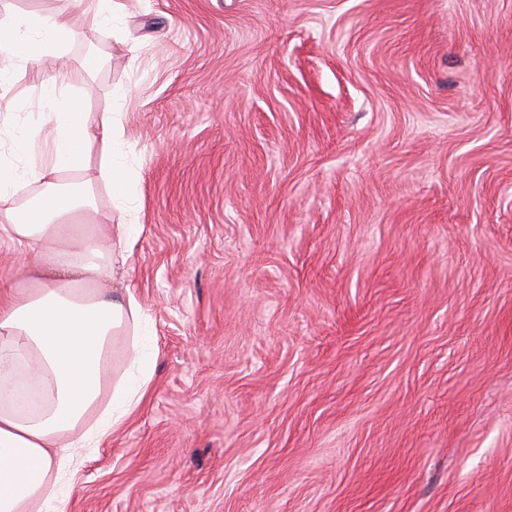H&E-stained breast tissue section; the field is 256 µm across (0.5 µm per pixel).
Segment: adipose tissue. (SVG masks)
I'll return each instance as SVG.
<instances>
[{"label": "adipose tissue", "instance_id": "ef3b65f1", "mask_svg": "<svg viewBox=\"0 0 512 512\" xmlns=\"http://www.w3.org/2000/svg\"><path fill=\"white\" fill-rule=\"evenodd\" d=\"M34 31L64 44L94 28L79 10L0 19V76L34 53ZM52 133L50 165L0 166V229L32 257L19 281L0 290V512H67L71 490L62 480L78 471L81 449L99 447L118 429L151 381L137 339L136 375L115 384L107 378L117 337L144 313L131 288L104 287L116 258L97 225L66 221L93 209L92 192L68 196L57 181L99 143L102 177L124 189L127 175L110 155L121 130L106 113L64 112ZM25 181L43 189L33 204H13ZM23 378L38 391L30 408L16 395Z\"/></svg>", "mask_w": 512, "mask_h": 512}]
</instances>
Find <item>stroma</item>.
<instances>
[{
  "label": "stroma",
  "mask_w": 512,
  "mask_h": 512,
  "mask_svg": "<svg viewBox=\"0 0 512 512\" xmlns=\"http://www.w3.org/2000/svg\"><path fill=\"white\" fill-rule=\"evenodd\" d=\"M120 2L0 78V161L112 113L143 226L70 512H512V0Z\"/></svg>",
  "instance_id": "stroma-1"
}]
</instances>
